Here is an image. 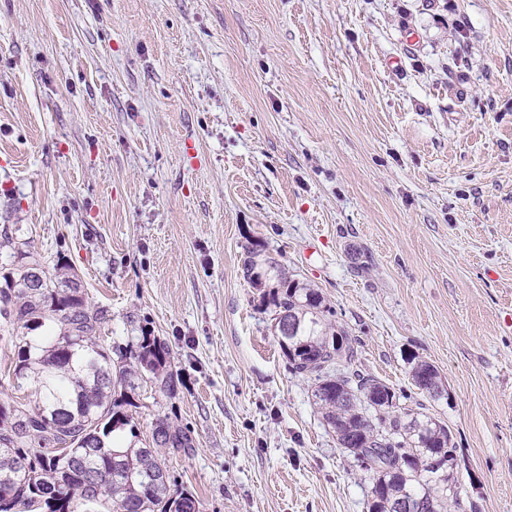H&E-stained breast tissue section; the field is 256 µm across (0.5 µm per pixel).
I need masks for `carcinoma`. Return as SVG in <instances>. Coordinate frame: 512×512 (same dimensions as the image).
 I'll list each match as a JSON object with an SVG mask.
<instances>
[{"label": "carcinoma", "instance_id": "1", "mask_svg": "<svg viewBox=\"0 0 512 512\" xmlns=\"http://www.w3.org/2000/svg\"><path fill=\"white\" fill-rule=\"evenodd\" d=\"M25 263L0 271V318L12 329L57 333L18 343L13 375L33 378L39 401L31 410L0 400V512H96L112 502L116 512H201L193 495L174 488L162 462L165 451H194L191 431L156 420L151 438L139 440L133 414L140 381L149 377L160 391L176 386L166 369L169 349L155 336L138 338L136 349L117 359L97 343L106 313L85 301L74 277L42 288L20 283ZM265 272L264 304L276 317L293 320L289 335L277 336L291 370L315 382L313 396L338 445L357 461L371 482L369 512H396L409 500L411 512L463 508L457 448L451 430L423 411L398 406L408 394L375 377L342 367L359 356L356 339L335 326L319 291L288 276L276 258L252 244L245 249L243 276ZM412 380L432 399L438 371L412 353ZM30 416L22 438L15 414ZM83 459L69 467L60 449Z\"/></svg>", "mask_w": 512, "mask_h": 512}]
</instances>
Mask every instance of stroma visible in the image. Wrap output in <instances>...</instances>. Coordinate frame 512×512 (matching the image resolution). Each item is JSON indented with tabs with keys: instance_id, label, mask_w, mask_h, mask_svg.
Listing matches in <instances>:
<instances>
[{
	"instance_id": "obj_1",
	"label": "stroma",
	"mask_w": 512,
	"mask_h": 512,
	"mask_svg": "<svg viewBox=\"0 0 512 512\" xmlns=\"http://www.w3.org/2000/svg\"><path fill=\"white\" fill-rule=\"evenodd\" d=\"M0 267L67 264L109 350L148 333L203 512H368L370 483L242 275L263 245L512 512V0H0ZM435 366L418 390L405 357ZM11 337L0 399L33 407ZM408 363L412 366V380L419 390L425 391L433 400H439L447 394L445 389L439 390L434 380L439 381L438 371L427 361L419 360V356L411 353ZM445 393V394H444Z\"/></svg>"
}]
</instances>
